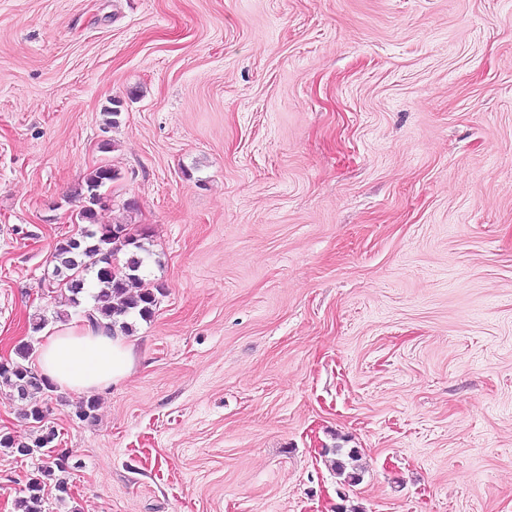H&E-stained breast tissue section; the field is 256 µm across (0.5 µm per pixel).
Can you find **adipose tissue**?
Listing matches in <instances>:
<instances>
[{
	"instance_id": "1",
	"label": "adipose tissue",
	"mask_w": 512,
	"mask_h": 512,
	"mask_svg": "<svg viewBox=\"0 0 512 512\" xmlns=\"http://www.w3.org/2000/svg\"><path fill=\"white\" fill-rule=\"evenodd\" d=\"M133 362V348L123 336L86 323L70 322L47 331L37 355L42 375L75 394L120 382Z\"/></svg>"
}]
</instances>
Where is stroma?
Instances as JSON below:
<instances>
[{
    "instance_id": "obj_1",
    "label": "stroma",
    "mask_w": 512,
    "mask_h": 512,
    "mask_svg": "<svg viewBox=\"0 0 512 512\" xmlns=\"http://www.w3.org/2000/svg\"><path fill=\"white\" fill-rule=\"evenodd\" d=\"M103 164L162 293L0 512H512V0H0V356ZM119 173L111 166L104 165L97 167L85 182L83 191L77 193L78 201L87 202L93 193L99 192L102 187L118 178ZM331 451L335 456L332 462L337 474L344 476L345 481L349 483H358L360 481L359 465H357L358 451L356 449L344 451V448H333ZM39 474L29 478L26 484L27 497L20 499L17 503L20 512H43L42 492L48 481L55 482L56 490L61 493L59 499L64 500L63 495H68V486L64 478H60L56 472H66V459L62 455L53 461L42 466L37 471Z\"/></svg>"
}]
</instances>
